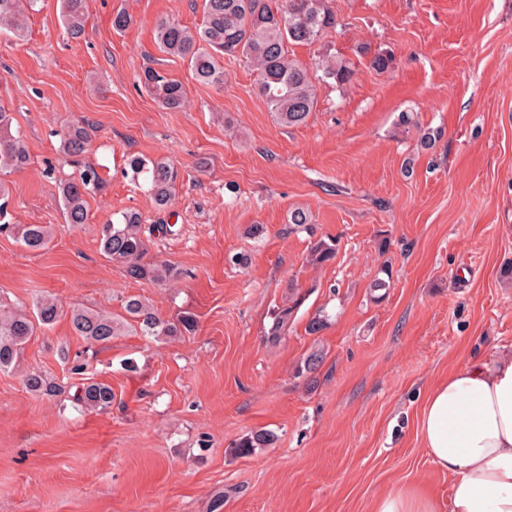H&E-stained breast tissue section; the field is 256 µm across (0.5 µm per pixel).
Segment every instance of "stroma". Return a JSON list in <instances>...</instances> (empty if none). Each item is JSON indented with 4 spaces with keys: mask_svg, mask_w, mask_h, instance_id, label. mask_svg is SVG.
Instances as JSON below:
<instances>
[{
    "mask_svg": "<svg viewBox=\"0 0 512 512\" xmlns=\"http://www.w3.org/2000/svg\"><path fill=\"white\" fill-rule=\"evenodd\" d=\"M87 5L78 42L64 36L59 0H40L24 38L0 33V106L31 158L0 179L15 223L54 229L37 253L0 233V293L115 315L137 295L197 328L97 348L87 374L115 394L104 412L26 389L32 372L78 383L58 348L87 347L65 317L38 333L0 373V512H211L219 493L223 512H372L400 489L447 496L421 443L424 398L472 350L512 345V0H331L336 28L292 52L307 64L341 56L354 76L318 83L308 121L292 128L274 122L243 62L225 59L216 88L159 52L157 20L201 25V0ZM120 9L133 19L123 32L112 28ZM375 53L392 56L389 71L370 67ZM147 65L184 84V108L154 101L138 81ZM74 120L96 129L83 162L101 176L77 228L57 190L79 171L56 135ZM134 157L178 167L167 209L132 181ZM294 207L310 212L311 232H289ZM121 210L175 226L150 254L181 269L176 282L127 280L101 253V226ZM251 224L262 238L247 236ZM320 237L338 250L312 266ZM381 276L388 288L373 291ZM291 280L309 297L266 343ZM323 306L331 321L307 334ZM316 350L314 376L297 375ZM258 429L276 443L230 455Z\"/></svg>",
    "mask_w": 512,
    "mask_h": 512,
    "instance_id": "obj_1",
    "label": "stroma"
}]
</instances>
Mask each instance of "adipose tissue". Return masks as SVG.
<instances>
[{"label": "adipose tissue", "mask_w": 512, "mask_h": 512, "mask_svg": "<svg viewBox=\"0 0 512 512\" xmlns=\"http://www.w3.org/2000/svg\"><path fill=\"white\" fill-rule=\"evenodd\" d=\"M420 436L449 496L404 490L373 512H512V348L469 358L430 390Z\"/></svg>", "instance_id": "obj_1"}]
</instances>
